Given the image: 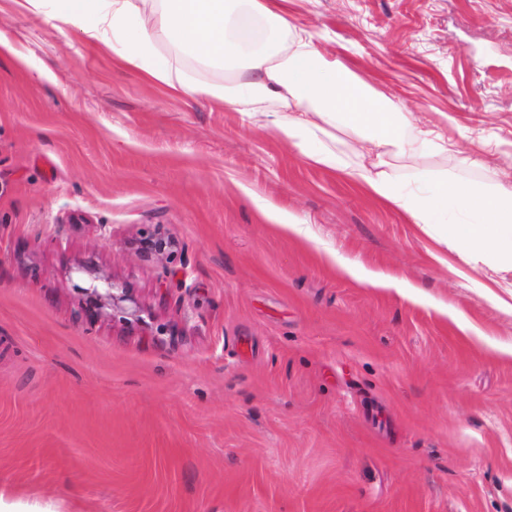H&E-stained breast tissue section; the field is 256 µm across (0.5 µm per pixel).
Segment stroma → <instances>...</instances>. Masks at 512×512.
<instances>
[{
    "instance_id": "1",
    "label": "stroma",
    "mask_w": 512,
    "mask_h": 512,
    "mask_svg": "<svg viewBox=\"0 0 512 512\" xmlns=\"http://www.w3.org/2000/svg\"><path fill=\"white\" fill-rule=\"evenodd\" d=\"M285 8L461 142L399 178L499 177L512 0ZM0 31L18 49H0L1 490L57 512H512V270L473 271L272 130L16 0ZM158 231L176 258L142 260ZM90 258L138 294L142 325L87 322L74 269ZM337 267L346 275L356 278L364 284L373 288H395L398 291H402L409 296H413L416 292V286L410 284L405 279H394L385 276H376L362 272L354 266L343 263L342 261H336Z\"/></svg>"
}]
</instances>
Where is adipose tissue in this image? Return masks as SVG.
<instances>
[{"label":"adipose tissue","mask_w":512,"mask_h":512,"mask_svg":"<svg viewBox=\"0 0 512 512\" xmlns=\"http://www.w3.org/2000/svg\"><path fill=\"white\" fill-rule=\"evenodd\" d=\"M112 50L152 82L206 98L243 120H268L278 138L312 163L337 170L422 228L471 267L512 270V171L489 188L412 168L398 160L451 154L454 144L422 124L347 65L326 59L317 33L298 28L276 0H17ZM168 42L197 63L223 71L220 82L191 81ZM351 140V158L332 146Z\"/></svg>","instance_id":"1"}]
</instances>
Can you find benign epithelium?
<instances>
[{
  "instance_id": "7a95c632",
  "label": "benign epithelium",
  "mask_w": 512,
  "mask_h": 512,
  "mask_svg": "<svg viewBox=\"0 0 512 512\" xmlns=\"http://www.w3.org/2000/svg\"><path fill=\"white\" fill-rule=\"evenodd\" d=\"M138 254L146 259L173 258L178 251L177 240L162 233H153L141 239L136 246ZM78 273L86 276L81 290L87 297L86 313L92 320L114 314L130 324L142 323V305L133 289L127 284L101 273L93 259L80 263Z\"/></svg>"
}]
</instances>
